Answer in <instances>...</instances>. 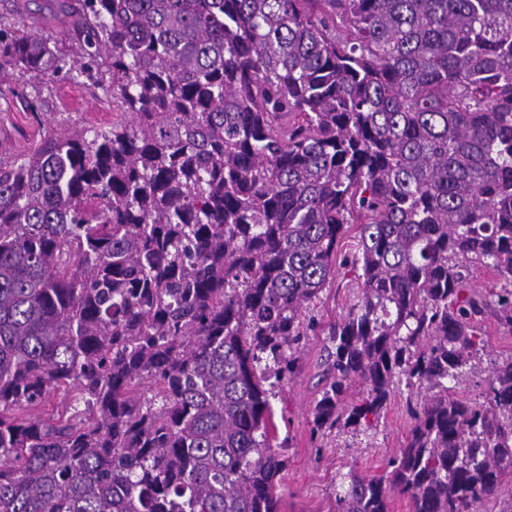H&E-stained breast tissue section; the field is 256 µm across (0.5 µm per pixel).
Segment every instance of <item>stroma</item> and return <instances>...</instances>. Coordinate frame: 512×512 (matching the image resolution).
Listing matches in <instances>:
<instances>
[{"mask_svg": "<svg viewBox=\"0 0 512 512\" xmlns=\"http://www.w3.org/2000/svg\"><path fill=\"white\" fill-rule=\"evenodd\" d=\"M77 0H0V26L25 29L48 42L67 46L72 18L64 4ZM112 106L84 77L62 73L48 77L37 72H0V155L21 154L33 148L50 130L73 125L103 127ZM353 276L337 267L336 277L315 302L323 322L338 320L353 299ZM484 360L454 388L455 396L476 400L487 386L491 360L512 356V331L494 316L483 323ZM325 336H312L299 354V372L285 383L273 401L278 437L288 453V466L277 488L281 512H334L336 475L348 470L372 477L405 441L410 419L407 389L395 392L373 436L344 429L323 443L311 438L312 411L324 386Z\"/></svg>", "mask_w": 512, "mask_h": 512, "instance_id": "35a3bbf8", "label": "stroma"}]
</instances>
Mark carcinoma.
I'll list each match as a JSON object with an SVG mask.
<instances>
[{"mask_svg": "<svg viewBox=\"0 0 512 512\" xmlns=\"http://www.w3.org/2000/svg\"><path fill=\"white\" fill-rule=\"evenodd\" d=\"M70 36L0 27V70L75 72L116 113L0 157V512H280L271 398L321 334L312 434L427 390L335 512L500 498L512 356L479 401L448 384L487 312L512 330V0H79ZM348 224L357 294L326 324ZM58 390L73 413L26 414Z\"/></svg>", "mask_w": 512, "mask_h": 512, "instance_id": "obj_1", "label": "carcinoma"}]
</instances>
